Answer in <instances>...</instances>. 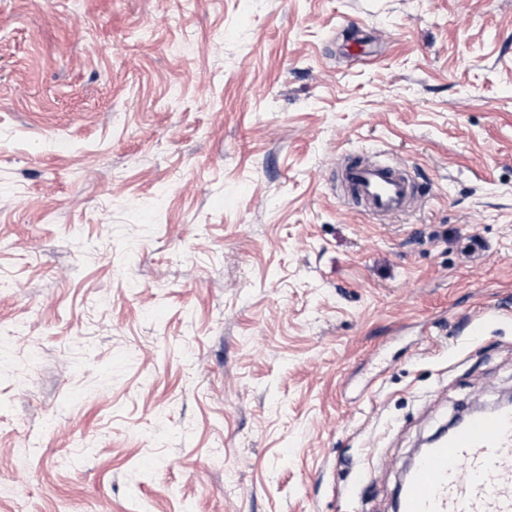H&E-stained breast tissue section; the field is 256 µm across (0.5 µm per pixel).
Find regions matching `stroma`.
I'll use <instances>...</instances> for the list:
<instances>
[{
    "instance_id": "stroma-1",
    "label": "stroma",
    "mask_w": 512,
    "mask_h": 512,
    "mask_svg": "<svg viewBox=\"0 0 512 512\" xmlns=\"http://www.w3.org/2000/svg\"><path fill=\"white\" fill-rule=\"evenodd\" d=\"M509 391L512 0H0V512H393ZM342 203L376 217H393L414 210L420 199L417 183L406 165L394 161H364L344 155L335 174Z\"/></svg>"
}]
</instances>
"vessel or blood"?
<instances>
[{"instance_id": "obj_1", "label": "vessel or blood", "mask_w": 512, "mask_h": 512, "mask_svg": "<svg viewBox=\"0 0 512 512\" xmlns=\"http://www.w3.org/2000/svg\"><path fill=\"white\" fill-rule=\"evenodd\" d=\"M335 181L341 202L376 217L414 210L419 188L404 164L345 155ZM399 512H512V408L471 414L416 462Z\"/></svg>"}]
</instances>
